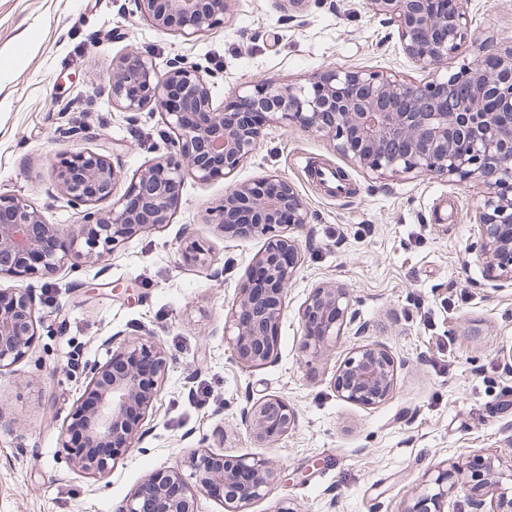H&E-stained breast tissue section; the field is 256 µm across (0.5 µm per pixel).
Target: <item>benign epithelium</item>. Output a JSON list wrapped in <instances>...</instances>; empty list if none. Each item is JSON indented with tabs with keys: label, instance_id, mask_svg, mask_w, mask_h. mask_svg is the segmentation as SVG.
<instances>
[{
	"label": "benign epithelium",
	"instance_id": "obj_1",
	"mask_svg": "<svg viewBox=\"0 0 512 512\" xmlns=\"http://www.w3.org/2000/svg\"><path fill=\"white\" fill-rule=\"evenodd\" d=\"M133 2L157 29L191 40L223 27L235 0ZM368 5L397 26L404 53L425 69L439 70L467 43L468 0H368ZM470 52V63L427 83L327 70L301 84L245 85L217 107L198 67L175 61L161 74L149 57L129 49L113 60L104 95L123 112L159 107L176 134L171 154L153 163L104 212L95 206L114 193L117 170L110 157L92 150L64 157L56 182L85 207L81 223L66 232L46 223L25 198L0 192V276L43 278L81 256L97 261L138 232L169 223L186 177L231 178L259 147L265 126L281 119L330 138L338 154L376 179L417 172L484 188L476 215L483 240L477 260L485 264L493 288L512 287V48L494 52L474 40ZM215 217L228 233L267 237L227 320L237 357L262 366L278 355L288 284L300 262L298 240L276 230L301 228L308 212L293 185L266 174L232 184ZM80 241L83 254L76 250ZM301 322L306 346L325 349L353 323L346 289H311ZM35 328L33 288H1L0 372L27 355ZM167 370L164 351L141 337L123 340L108 362L86 366V391L62 431V447H72L76 432L94 452L74 451L75 466L105 478L137 447ZM394 385V359L379 345L359 347L334 381L340 399L365 407L387 400ZM295 420L294 409L275 395L258 399L244 414L253 437L266 443L287 434ZM480 462L486 472L470 468L460 482L452 469L438 472L436 492L405 512H444L448 495L459 487L476 495L473 503L481 506L477 496L495 477V466L489 457ZM186 466L187 475L178 467L155 471L117 512H199L202 493L218 498L225 512H247L277 476L264 459L227 456L202 443L189 452Z\"/></svg>",
	"mask_w": 512,
	"mask_h": 512
}]
</instances>
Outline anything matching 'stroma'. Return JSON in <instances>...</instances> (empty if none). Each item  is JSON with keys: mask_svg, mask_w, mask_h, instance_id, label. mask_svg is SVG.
<instances>
[{"mask_svg": "<svg viewBox=\"0 0 512 512\" xmlns=\"http://www.w3.org/2000/svg\"><path fill=\"white\" fill-rule=\"evenodd\" d=\"M468 35L512 47V0H469ZM159 71L174 59L200 67L215 105L241 85L301 83L335 67L428 80L403 52L396 26L368 0H236L224 27L187 41L157 30L133 0H0V191L18 194L48 223L70 229L74 206L54 182L72 153L113 148L116 194L171 150L160 111L113 108L99 88L128 49ZM342 173L336 193L317 169ZM288 180L309 222L297 231L301 264L288 286L278 357L250 367L224 337V319L263 251L211 216L228 186L186 179L169 224L146 230L100 263L65 264L34 280L36 336L29 355L0 371V512H115L151 473L183 463L189 440L271 462L277 478L248 512H404L438 469L490 454L512 488V413L490 414L512 371V288H491L476 260L473 220L482 192L416 173L370 179L328 139L286 124L266 126L236 181ZM202 249L204 263L187 261ZM322 284L347 288L355 325L326 350L305 349L301 309ZM153 332L169 358L162 390L138 447L106 479L79 472L60 442L88 379L105 363L107 338ZM378 344L397 369L390 399L366 408L333 387L340 365ZM284 398L297 414L277 442L254 441L243 423L250 401Z\"/></svg>", "mask_w": 512, "mask_h": 512, "instance_id": "1", "label": "stroma"}]
</instances>
